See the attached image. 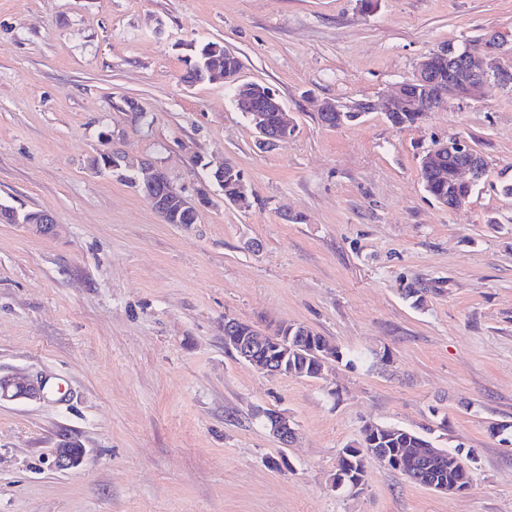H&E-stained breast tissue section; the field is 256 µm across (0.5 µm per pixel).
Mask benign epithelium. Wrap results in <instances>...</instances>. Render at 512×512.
<instances>
[{
	"mask_svg": "<svg viewBox=\"0 0 512 512\" xmlns=\"http://www.w3.org/2000/svg\"><path fill=\"white\" fill-rule=\"evenodd\" d=\"M505 45L506 41L501 39L497 32L489 31L477 47L465 43L460 47L445 46L432 51L416 63L411 79L393 86L376 103L358 102L359 111L380 110L385 113L406 109L427 112L438 105H446L454 101L482 100L492 90L511 87L512 70L504 67L501 62ZM448 62L459 65L457 79L454 81H447L441 76V67ZM226 82L237 87V104L241 111L248 112L253 117V124L256 125L261 145L270 146L286 139L283 134L271 136L262 116L264 112H280L283 120L282 129L287 131L292 128L285 115V105L276 92H268L261 104V109L258 110L249 94L250 83L243 81L240 74L228 77ZM445 151L455 159L453 177L456 181L474 187L482 180L483 156L478 154L465 138L451 136L442 140L430 148L429 155ZM121 163L125 168L138 173L142 188L162 189V193L157 196L146 195V200L157 213H164L168 200L182 196L183 190L173 183L165 169L157 162L141 159L133 163L123 154ZM15 220L16 223L24 224L41 235H54L59 229V224L48 210L40 211L33 220L17 211ZM234 331L235 323L224 322V346L229 349L235 348L238 360L258 367L269 376L281 374L282 368L276 366V362L269 361L261 355L268 337L255 329L249 336H235ZM48 393L47 382L42 379L24 381L17 377L0 376V401L20 399L40 401L46 398ZM267 417L272 422L271 432L276 439L285 448L292 446L297 438V428L288 414L271 410L267 413ZM82 458L81 451L69 452L64 448H58L53 454L50 466L60 471L68 470L78 467Z\"/></svg>",
	"mask_w": 512,
	"mask_h": 512,
	"instance_id": "obj_1",
	"label": "benign epithelium"
}]
</instances>
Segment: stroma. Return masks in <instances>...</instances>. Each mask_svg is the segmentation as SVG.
<instances>
[{
    "instance_id": "obj_1",
    "label": "stroma",
    "mask_w": 512,
    "mask_h": 512,
    "mask_svg": "<svg viewBox=\"0 0 512 512\" xmlns=\"http://www.w3.org/2000/svg\"><path fill=\"white\" fill-rule=\"evenodd\" d=\"M490 30L512 43V0H0V202L60 226L0 224V376L50 387L0 402V512H512V89L404 128L318 119L322 100H377ZM203 41L280 95L288 140L259 148L226 86L184 83ZM104 132L189 196L191 157L231 162L249 207L164 223L88 172ZM455 135L486 173L451 211L419 158ZM228 316L308 326L347 359L268 376L225 349ZM265 409L294 420L293 446ZM370 423L476 449L473 486L441 495L371 464L361 492L334 489ZM66 437L84 460L50 469Z\"/></svg>"
}]
</instances>
